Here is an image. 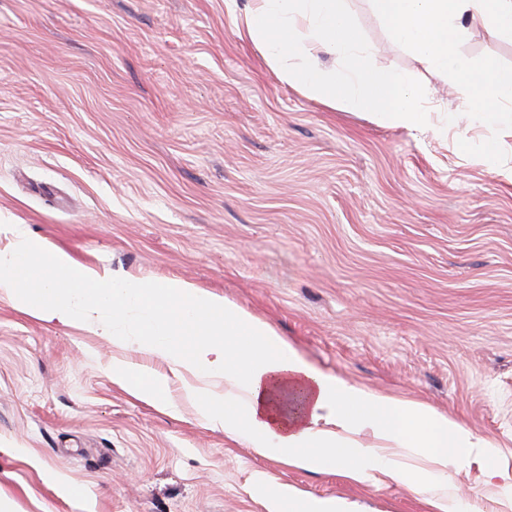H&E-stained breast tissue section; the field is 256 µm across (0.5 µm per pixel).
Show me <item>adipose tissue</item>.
Returning <instances> with one entry per match:
<instances>
[{
    "mask_svg": "<svg viewBox=\"0 0 512 512\" xmlns=\"http://www.w3.org/2000/svg\"><path fill=\"white\" fill-rule=\"evenodd\" d=\"M372 2L393 37L422 63L464 81L474 122L512 127V70L495 72L487 96L472 77L470 61L455 51V22L464 17L512 33V0ZM241 24L281 80L301 87L309 98L371 111L408 130L427 126L421 104L428 88L375 66L342 0H253ZM321 48L335 55L340 78L318 66ZM0 233L10 237L0 249L1 293L44 320L89 322L120 343L126 337L111 322L135 312L141 348L185 377L183 391L201 419L245 441L258 456L308 471L336 467L358 482L379 470L415 487L420 477L399 466L392 449H421L440 477L447 475L449 462L477 461L492 452L469 429L419 401L379 394L315 370L273 327L224 297L178 280L107 278L62 250L36 243L22 225L1 224ZM107 312L112 315L108 321L103 318ZM203 376L224 379L232 394L196 385ZM112 380L142 400L163 401L165 380L130 362H113ZM363 431L377 441L376 451L358 441Z\"/></svg>",
    "mask_w": 512,
    "mask_h": 512,
    "instance_id": "adipose-tissue-1",
    "label": "adipose tissue"
}]
</instances>
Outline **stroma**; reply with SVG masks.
<instances>
[{"mask_svg":"<svg viewBox=\"0 0 512 512\" xmlns=\"http://www.w3.org/2000/svg\"><path fill=\"white\" fill-rule=\"evenodd\" d=\"M250 0H0V224L100 273L178 279L272 324L318 371L423 402L494 448L447 486L356 483L252 453L205 424L138 343L41 320L0 293L7 512H268L265 472L353 512H512V131L473 123L452 75L346 0L382 70L432 88L411 131L279 79L239 36ZM491 91L512 35L462 21ZM125 359L164 406L113 383Z\"/></svg>","mask_w":512,"mask_h":512,"instance_id":"35a3bbf8","label":"stroma"}]
</instances>
